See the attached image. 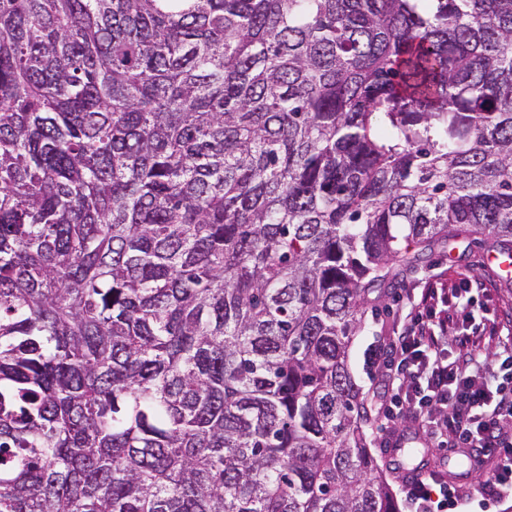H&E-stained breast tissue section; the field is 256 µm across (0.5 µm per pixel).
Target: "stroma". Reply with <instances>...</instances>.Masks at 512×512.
<instances>
[{
  "instance_id": "35a3bbf8",
  "label": "stroma",
  "mask_w": 512,
  "mask_h": 512,
  "mask_svg": "<svg viewBox=\"0 0 512 512\" xmlns=\"http://www.w3.org/2000/svg\"><path fill=\"white\" fill-rule=\"evenodd\" d=\"M491 248L490 240L477 241L462 234L451 239L447 247L434 248L418 265L394 264L387 275L384 294H370L366 305L367 314L363 327L355 337L350 350L351 373L363 393H370L377 366L369 359V350L379 337L388 335L402 306L406 288L421 280L441 275L449 287L460 285L462 272H470L486 286L478 296L472 312L475 317L484 314L499 316L512 321V283H502L499 277L484 262Z\"/></svg>"
}]
</instances>
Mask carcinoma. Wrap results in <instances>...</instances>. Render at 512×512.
I'll list each match as a JSON object with an SVG mask.
<instances>
[{"mask_svg":"<svg viewBox=\"0 0 512 512\" xmlns=\"http://www.w3.org/2000/svg\"><path fill=\"white\" fill-rule=\"evenodd\" d=\"M459 230L512 0H0V512H399L349 348Z\"/></svg>","mask_w":512,"mask_h":512,"instance_id":"1","label":"carcinoma"}]
</instances>
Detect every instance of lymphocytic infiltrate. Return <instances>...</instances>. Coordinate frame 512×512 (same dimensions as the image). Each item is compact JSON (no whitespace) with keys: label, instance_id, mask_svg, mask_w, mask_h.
Masks as SVG:
<instances>
[{"label":"lymphocytic infiltrate","instance_id":"obj_1","mask_svg":"<svg viewBox=\"0 0 512 512\" xmlns=\"http://www.w3.org/2000/svg\"><path fill=\"white\" fill-rule=\"evenodd\" d=\"M435 279L407 289L393 330L383 337L378 381L366 409L382 447L410 421L433 448L465 452L485 480L451 486L443 471L404 483L413 512H458L512 495V344L494 320L470 312L483 285Z\"/></svg>","mask_w":512,"mask_h":512}]
</instances>
